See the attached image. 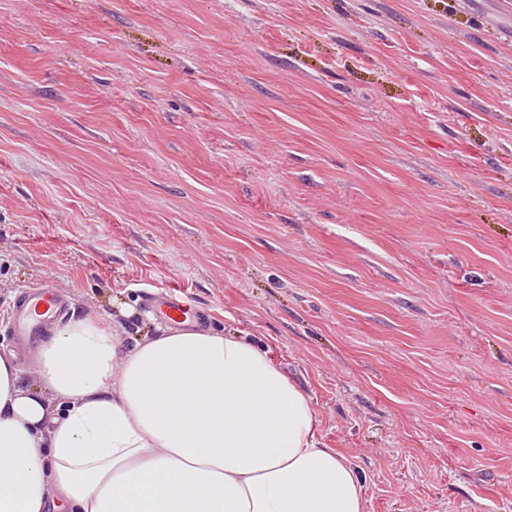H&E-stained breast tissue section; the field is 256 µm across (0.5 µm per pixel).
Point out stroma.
Returning <instances> with one entry per match:
<instances>
[{
	"label": "stroma",
	"mask_w": 512,
	"mask_h": 512,
	"mask_svg": "<svg viewBox=\"0 0 512 512\" xmlns=\"http://www.w3.org/2000/svg\"><path fill=\"white\" fill-rule=\"evenodd\" d=\"M175 294L304 389L366 512H512L500 0H0V354L18 295Z\"/></svg>",
	"instance_id": "obj_1"
}]
</instances>
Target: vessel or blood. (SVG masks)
Here are the masks:
<instances>
[{"label":"vessel or blood","mask_w":512,"mask_h":512,"mask_svg":"<svg viewBox=\"0 0 512 512\" xmlns=\"http://www.w3.org/2000/svg\"><path fill=\"white\" fill-rule=\"evenodd\" d=\"M67 311L63 294L50 286L25 291L15 305L12 325L14 335L32 339L43 335L48 326L62 318Z\"/></svg>","instance_id":"obj_1"}]
</instances>
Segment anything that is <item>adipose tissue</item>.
Masks as SVG:
<instances>
[{
	"instance_id": "1",
	"label": "adipose tissue",
	"mask_w": 512,
	"mask_h": 512,
	"mask_svg": "<svg viewBox=\"0 0 512 512\" xmlns=\"http://www.w3.org/2000/svg\"><path fill=\"white\" fill-rule=\"evenodd\" d=\"M134 309L55 327L41 389L0 357V512H366L303 389L242 333Z\"/></svg>"
}]
</instances>
